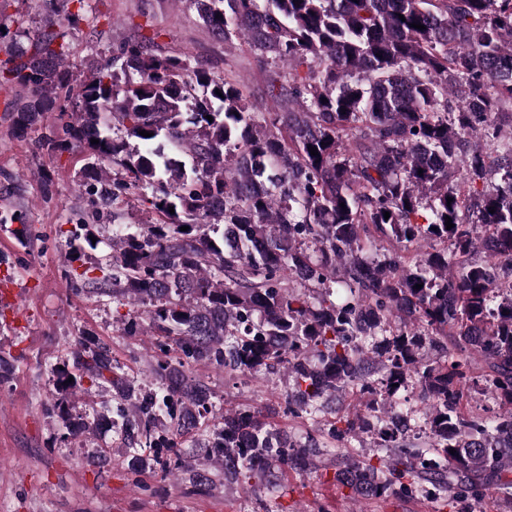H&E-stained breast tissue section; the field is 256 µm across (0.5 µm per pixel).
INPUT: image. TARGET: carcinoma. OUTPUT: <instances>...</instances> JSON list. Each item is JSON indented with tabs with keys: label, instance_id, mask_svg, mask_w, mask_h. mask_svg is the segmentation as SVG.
<instances>
[{
	"label": "carcinoma",
	"instance_id": "1",
	"mask_svg": "<svg viewBox=\"0 0 512 512\" xmlns=\"http://www.w3.org/2000/svg\"><path fill=\"white\" fill-rule=\"evenodd\" d=\"M189 2L224 46L245 43L268 67L271 110L210 62L142 35L75 84L55 30L75 13L0 61V84L23 92L17 131L55 122L57 93L71 101L64 137L48 145L94 158L78 177L96 219L121 223L128 196L150 214L112 239L105 264L73 269V283L148 306L123 330L181 354L157 360L155 389L134 399L110 347L81 342L54 370L51 412L73 433L111 422L133 472L148 450L166 477L190 468L159 449L196 433L206 463L243 485L264 467L306 471L320 449L371 434L391 455L336 472L354 500L512 505V287L500 284L512 274V135L500 139V123L512 124V0ZM91 234L76 223L70 261L94 247ZM368 241L396 247L371 260ZM187 362L282 371L312 420L349 388L366 412L335 416L322 441L251 407L211 427L213 392ZM84 379L108 384L117 404L73 415ZM409 389L424 406L426 448L391 417ZM468 390L498 412L467 410Z\"/></svg>",
	"mask_w": 512,
	"mask_h": 512
}]
</instances>
